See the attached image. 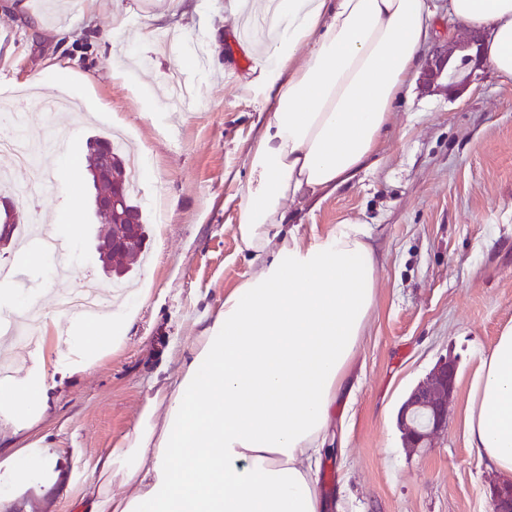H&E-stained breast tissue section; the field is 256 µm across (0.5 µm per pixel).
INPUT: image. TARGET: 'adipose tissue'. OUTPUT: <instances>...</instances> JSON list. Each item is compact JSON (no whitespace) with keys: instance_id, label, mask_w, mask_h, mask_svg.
<instances>
[{"instance_id":"obj_1","label":"adipose tissue","mask_w":512,"mask_h":512,"mask_svg":"<svg viewBox=\"0 0 512 512\" xmlns=\"http://www.w3.org/2000/svg\"><path fill=\"white\" fill-rule=\"evenodd\" d=\"M448 12L487 31L481 57L512 84V0H448ZM433 17L432 0H277L263 57L272 105L247 147L251 179L237 206L251 273L198 321L178 376L101 451L80 512H326L317 473L374 307L375 251L367 225L352 221L305 240L285 229L284 204L370 167L415 85ZM134 318L120 307L92 324L42 315L29 367L0 381V430H31L49 371H86ZM465 434L488 470L512 477V328L480 361ZM58 466L37 440L0 455V512L49 491ZM117 481L129 494L113 492Z\"/></svg>"}]
</instances>
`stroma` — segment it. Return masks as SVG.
<instances>
[{"label":"stroma","mask_w":512,"mask_h":512,"mask_svg":"<svg viewBox=\"0 0 512 512\" xmlns=\"http://www.w3.org/2000/svg\"><path fill=\"white\" fill-rule=\"evenodd\" d=\"M225 0H183L156 16L150 0H101L94 18L83 0H28L23 13L0 0V113L24 109L27 140H56L49 185L29 198L36 176L0 153L12 171L17 212L43 232L73 240L75 272L60 280L53 257L21 267L25 295L107 285L95 257L88 139L125 132L145 160L133 192L145 221L148 260L129 274L148 287L127 338L82 375L54 374L48 407L28 433L0 434V448L43 438L74 486L102 449L135 422L153 379L175 378L185 338L207 308L249 273L234 234L233 197L250 171L246 148L270 103L262 81L264 46L238 34ZM148 40L113 44V13ZM195 60L185 75L184 111L148 109L162 99L175 51ZM57 64L34 97L15 103L7 87ZM458 96L414 88L399 102L377 163L325 195L285 207L301 234L328 233L353 220L368 225L376 255V303L364 332L349 401L337 403L334 443L319 470L334 512H491L497 477L469 447L464 419L479 356L512 328V85L477 67ZM457 363L448 425L423 448L408 447L397 415L411 390L442 358Z\"/></svg>","instance_id":"35a3bbf8"}]
</instances>
